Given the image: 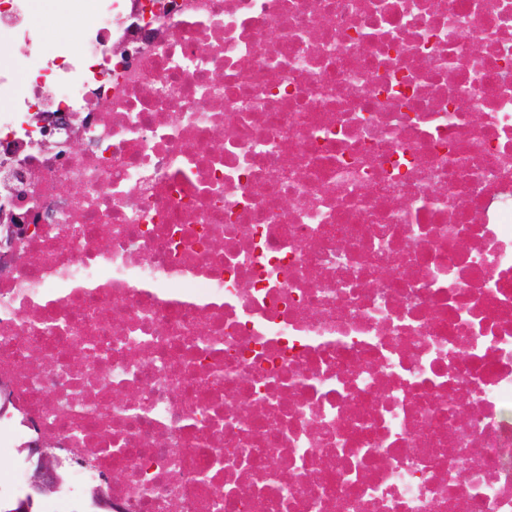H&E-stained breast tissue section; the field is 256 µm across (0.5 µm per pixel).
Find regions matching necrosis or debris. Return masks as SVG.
Masks as SVG:
<instances>
[{"mask_svg": "<svg viewBox=\"0 0 512 512\" xmlns=\"http://www.w3.org/2000/svg\"><path fill=\"white\" fill-rule=\"evenodd\" d=\"M84 3L0 0V496L512 512V0ZM32 121L49 131L52 135L56 129H64L68 133L69 142L72 145L82 144L84 121L80 115L63 113L59 115H47L44 112L32 113ZM28 221L13 210H0V262L3 269L11 261L14 240L27 231L29 224L24 223H29ZM27 449L29 460L33 466L29 483L31 492L18 502L12 512H33V510L49 512L48 504L51 501L61 496L66 497L70 485L69 475L67 474L65 478V484L60 494L48 499H46L48 496H41L54 492L60 486L62 481L59 468L62 466V461L59 456L49 453L41 441L31 443ZM34 457H36L35 461H33ZM34 495L38 497L35 498Z\"/></svg>", "mask_w": 512, "mask_h": 512, "instance_id": "obj_1", "label": "necrosis or debris"}]
</instances>
